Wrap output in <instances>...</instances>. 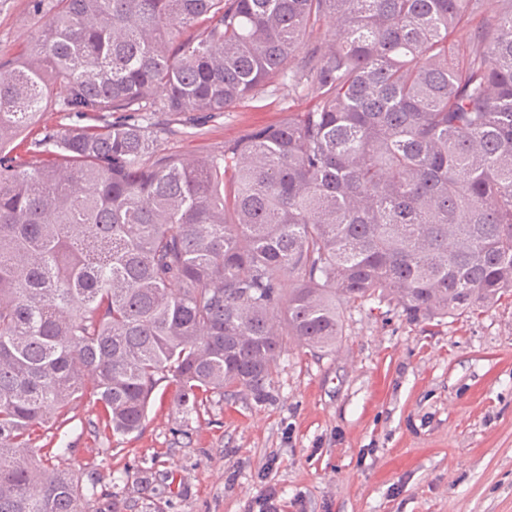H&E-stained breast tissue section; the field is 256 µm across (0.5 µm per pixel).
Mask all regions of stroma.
<instances>
[{"label": "stroma", "mask_w": 512, "mask_h": 512, "mask_svg": "<svg viewBox=\"0 0 512 512\" xmlns=\"http://www.w3.org/2000/svg\"><path fill=\"white\" fill-rule=\"evenodd\" d=\"M39 27L29 0H0V59ZM317 102L305 82L195 120L159 112L160 148L205 156ZM340 312L335 345L288 342L264 400L214 395L188 415L164 381L127 436L83 402L37 440L43 465L96 480L86 512H245L268 486L285 512H512V292L423 323L392 302Z\"/></svg>", "instance_id": "1"}]
</instances>
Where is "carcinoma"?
Wrapping results in <instances>:
<instances>
[{
  "label": "carcinoma",
  "instance_id": "carcinoma-1",
  "mask_svg": "<svg viewBox=\"0 0 512 512\" xmlns=\"http://www.w3.org/2000/svg\"><path fill=\"white\" fill-rule=\"evenodd\" d=\"M30 6L39 36L0 61V512H84L96 482L33 447L84 400L126 436L165 380L186 414L264 398L286 338L336 343L343 301L423 322L512 291V0ZM304 78L316 108L207 156L162 154L147 117ZM45 110L76 122L11 156Z\"/></svg>",
  "mask_w": 512,
  "mask_h": 512
}]
</instances>
